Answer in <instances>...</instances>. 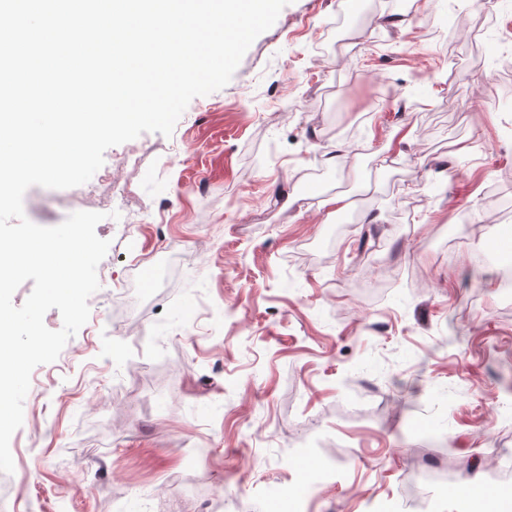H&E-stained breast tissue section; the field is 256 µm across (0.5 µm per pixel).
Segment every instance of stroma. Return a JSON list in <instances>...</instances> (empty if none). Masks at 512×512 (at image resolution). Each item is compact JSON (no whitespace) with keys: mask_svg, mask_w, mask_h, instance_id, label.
Wrapping results in <instances>:
<instances>
[{"mask_svg":"<svg viewBox=\"0 0 512 512\" xmlns=\"http://www.w3.org/2000/svg\"><path fill=\"white\" fill-rule=\"evenodd\" d=\"M379 4L370 29L351 0H291L171 136L109 148L81 189L26 191L40 226L103 213L110 276L31 374L22 512H151L180 491L198 497L187 512H287L269 501L284 485L307 512H466L464 481L512 499V418L495 413L512 289L471 263L512 216L487 223L463 180L512 198V0L458 47L454 78L423 27L481 18L471 0ZM336 193L346 212L322 208ZM116 277L166 299L123 320Z\"/></svg>","mask_w":512,"mask_h":512,"instance_id":"obj_1","label":"stroma"}]
</instances>
